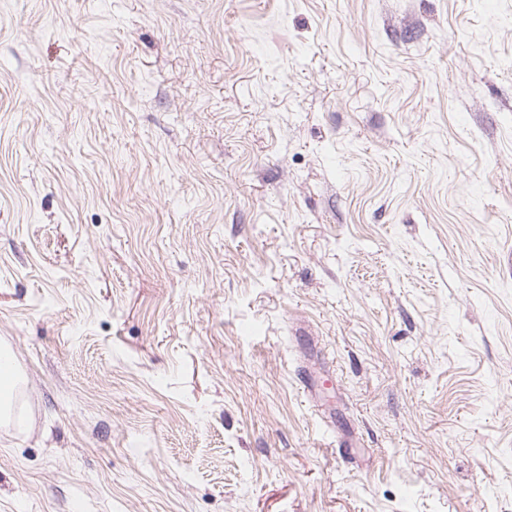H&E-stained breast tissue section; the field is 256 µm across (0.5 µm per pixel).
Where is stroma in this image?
<instances>
[{
	"label": "stroma",
	"mask_w": 512,
	"mask_h": 512,
	"mask_svg": "<svg viewBox=\"0 0 512 512\" xmlns=\"http://www.w3.org/2000/svg\"><path fill=\"white\" fill-rule=\"evenodd\" d=\"M509 252L512 0H0V512H512Z\"/></svg>",
	"instance_id": "stroma-1"
}]
</instances>
